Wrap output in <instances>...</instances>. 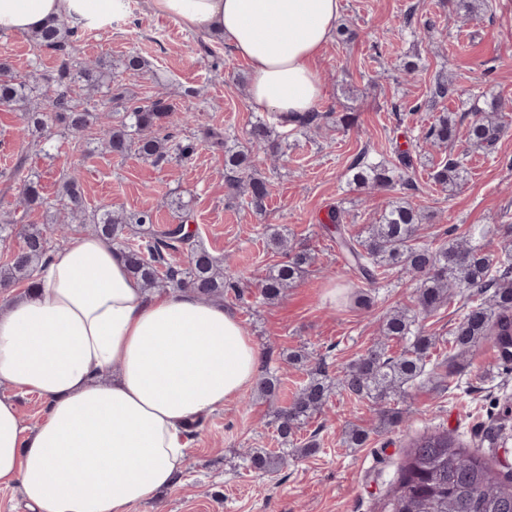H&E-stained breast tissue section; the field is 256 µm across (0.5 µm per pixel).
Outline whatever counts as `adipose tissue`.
Instances as JSON below:
<instances>
[{
  "label": "adipose tissue",
  "mask_w": 512,
  "mask_h": 512,
  "mask_svg": "<svg viewBox=\"0 0 512 512\" xmlns=\"http://www.w3.org/2000/svg\"><path fill=\"white\" fill-rule=\"evenodd\" d=\"M120 0H0V31L99 24ZM341 0H151L222 37L250 68L252 107L293 121L322 96L316 60ZM261 353L223 304L150 291L95 233L54 254L34 292L0 298V383L39 396L41 424L0 395V487L31 512H131L171 485L184 424L251 387Z\"/></svg>",
  "instance_id": "obj_1"
}]
</instances>
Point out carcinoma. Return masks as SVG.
<instances>
[{"mask_svg": "<svg viewBox=\"0 0 512 512\" xmlns=\"http://www.w3.org/2000/svg\"><path fill=\"white\" fill-rule=\"evenodd\" d=\"M76 27L66 22L50 24L30 35L40 47L64 51L70 46ZM146 68L137 54L128 55L122 73L136 77ZM9 66L0 62V107L22 113L27 126L44 135L59 122L79 133L99 120L94 108L84 105L102 86L113 87L112 100L123 99L122 84L103 64L74 65V59L63 63L54 77L55 96L49 100V111L34 104V90L41 75L32 72L24 77L8 74ZM175 106L163 97L144 103H132L117 115H107L108 121L99 128V140L111 154L125 157L134 154L159 164L168 160L171 139L167 132ZM473 118L464 137L470 145L491 151L497 141L501 123L495 102L471 109ZM274 127L265 121L255 123L249 133L251 145L257 149H272ZM459 129L448 115L443 114L424 130V140L443 145L456 138ZM224 166L229 192L244 189L250 205L261 209L269 195L265 179L251 177L242 180L252 166L251 153L223 145ZM466 157L450 158L434 171V183L458 186L466 177ZM410 155L398 153V163L387 166L364 155L352 166L354 180L377 186L406 184L403 169L410 167ZM21 198L28 208L60 206L72 217L82 214V197L78 182L67 179L57 203H49L39 182L30 179L21 189ZM421 216L406 200L390 202L378 222L370 224L366 236L354 239L345 236L343 216L336 210L328 214V223L336 229V243L344 251L364 280L374 283L387 268L397 266L418 279L415 306L417 312L397 311L382 322L383 341L368 349L350 363L337 382L316 372L301 389L293 402L278 412L277 431L288 440L326 404L333 387L346 394L366 397L379 405L380 423L398 424L402 416L383 405L392 394L402 391L423 376L430 362L436 338L417 324V314L438 309L451 294L464 301V312L451 331L449 343L463 356L486 339H493L505 354L512 353V250L507 257L495 260L486 251L483 240L492 232L486 224L474 229L470 238L452 241L439 247L416 243ZM94 231L105 238L126 260L128 271L143 285L156 288L190 289L204 298L221 299L228 291L238 292V284L224 275V266L185 229V224H168L162 228L153 224L148 213L124 214L103 208L92 216ZM68 224L51 229L45 224H0V242L18 238L20 247L0 266V289L22 282L33 283L37 273L52 251V241L66 240ZM270 241L285 251L286 260L269 272L260 284V294L266 300L279 297L295 282L302 269L310 265V253L288 244L285 235L275 231ZM183 252L184 265L170 262L169 256ZM407 340L409 347L398 357L387 355L385 342ZM251 466L273 470L284 463L285 457H273L264 452L249 454ZM385 512H512V476H506L476 449L465 448L446 431H434L414 440L407 451L406 461L386 502Z\"/></svg>", "mask_w": 512, "mask_h": 512, "instance_id": "carcinoma-1", "label": "carcinoma"}]
</instances>
